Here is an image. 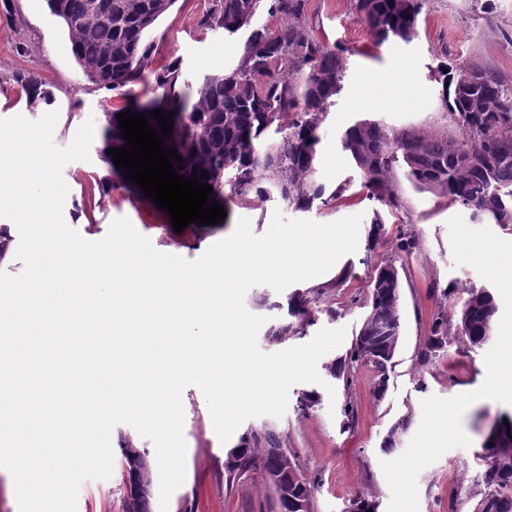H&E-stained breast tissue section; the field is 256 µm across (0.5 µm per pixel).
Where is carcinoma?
<instances>
[{
	"mask_svg": "<svg viewBox=\"0 0 512 512\" xmlns=\"http://www.w3.org/2000/svg\"><path fill=\"white\" fill-rule=\"evenodd\" d=\"M176 0H48L51 12L67 27L72 54L89 80L116 91L124 105L105 115L103 149L123 147L117 115L131 110L148 117L160 109L173 114L165 146L183 157L173 164L187 178L206 175L210 200L224 202V188L246 199L277 195L301 211L326 206L349 188L345 180L328 185L319 178L320 129L346 73L344 51L320 40L308 24L309 0H212L198 21L202 31L246 34L243 53L222 75H205L191 83L177 58L154 74L152 96L134 87L144 79L153 49L152 32ZM378 44L409 43L418 35L421 0H355ZM274 28L258 24L262 13ZM434 79L441 89L439 107L448 130L419 127L400 130L378 120L362 119L339 137L340 149L359 172L367 196L393 214L404 201L399 174L419 188L440 192L471 210L475 218L512 231V82L476 64H442ZM27 105L53 103L45 84L23 77ZM402 284L395 267L378 270L366 302L368 310L346 355L326 365L328 375L348 384V371L366 364L375 373L374 395L384 398L401 336ZM291 317L310 316L308 301L288 300ZM496 304L484 287H472L448 328V312L431 318L421 358L440 356L453 333L471 348L495 338ZM482 444L478 501L472 512H512V415ZM409 419L387 431L381 450H396ZM131 512H152V496L134 493L148 482L144 454L124 448ZM259 475L271 490L278 512H315V483L297 458L280 446L271 427L244 434L224 451V477L235 482ZM376 496L359 492L345 512H378Z\"/></svg>",
	"mask_w": 512,
	"mask_h": 512,
	"instance_id": "carcinoma-1",
	"label": "carcinoma"
}]
</instances>
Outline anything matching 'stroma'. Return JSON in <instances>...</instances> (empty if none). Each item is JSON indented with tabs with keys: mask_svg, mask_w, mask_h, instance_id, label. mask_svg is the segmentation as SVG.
Returning <instances> with one entry per match:
<instances>
[{
	"mask_svg": "<svg viewBox=\"0 0 512 512\" xmlns=\"http://www.w3.org/2000/svg\"><path fill=\"white\" fill-rule=\"evenodd\" d=\"M208 3L176 0L158 21L151 70H161L178 58L184 74L193 81L205 74L227 72L237 63L244 36L228 38L220 31L204 34L197 27ZM308 23L322 41L342 44L350 51L343 89L320 130V177L329 184L354 173L338 140L357 120L378 119L395 129L445 128L438 108L441 85L433 78L438 64L475 62L512 82V0H422L419 36L408 44L395 41L375 46L353 0H309ZM26 73L44 81L55 98L58 121L52 140L60 148L72 143L86 121H93L97 130L102 128L106 110L122 104L117 92L98 88L86 77L71 53L66 26L51 13L47 0H0V119L16 115L40 119V112L28 108L17 81ZM102 146L97 133L88 160L70 162L63 169L68 186L64 220L90 241L104 238L112 221L125 217L157 251L194 261L229 237L242 217L249 219L253 234L260 236L277 212L288 219L303 216L323 224L360 216L355 252L340 257L326 273L294 283L286 291L253 286L244 305L251 314L274 324L285 318L289 294L319 291V298L310 305V319L293 320L285 338L259 330L257 343L261 351L276 353L307 344L321 329H344L342 344L318 360L322 368L349 350L366 312L365 301L377 268L393 264L402 283L401 336L384 399L375 400V373L371 366L361 364L352 368L348 384H335L334 397H322L306 410L299 399L308 383L292 385L283 416L248 418L230 441L273 426L282 447L294 452L309 477L317 480L316 512H344L350 499L366 489L377 493L378 512H387L391 490L380 466L387 458L380 445L389 427L408 418L409 427L400 441L401 446H408L420 426L424 399L475 391L486 378L485 348L471 350L455 338L432 362L419 361L432 314L439 309L453 314L460 308L458 301L445 299L443 288L485 283L473 267L455 265L452 255L447 222L459 215L470 228H479L472 212L446 195L404 180L400 190L405 205L387 217L384 233L375 239L370 236L375 204L352 190L326 207L303 214L278 198L244 201L229 194L224 201V223L192 224L178 233L169 215L151 198L113 181ZM403 234L420 243L412 256L402 255L395 247ZM182 403L185 479L172 494L168 512H275L271 492L259 476L226 486L225 443L214 430L201 390L186 387ZM506 413H512V406L492 399L478 400L466 409L462 428L470 444L448 450L419 472V512H471L482 442L491 425ZM111 446V476L81 483L76 512H127L123 447L144 451L148 461L156 459L152 441L127 424L113 428Z\"/></svg>",
	"mask_w": 512,
	"mask_h": 512,
	"instance_id": "1",
	"label": "stroma"
}]
</instances>
